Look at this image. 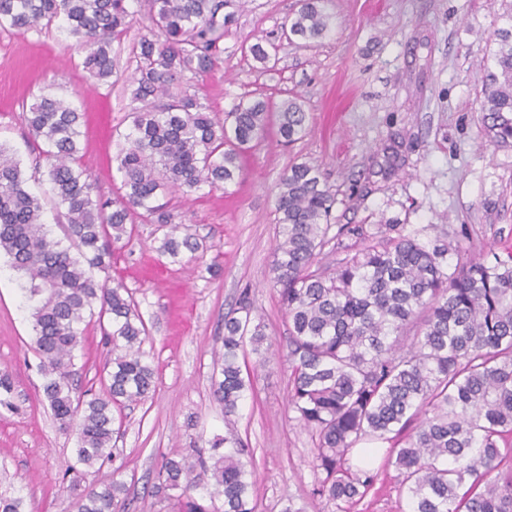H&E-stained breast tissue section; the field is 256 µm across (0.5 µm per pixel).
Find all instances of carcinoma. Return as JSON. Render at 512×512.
I'll return each mask as SVG.
<instances>
[{
  "mask_svg": "<svg viewBox=\"0 0 512 512\" xmlns=\"http://www.w3.org/2000/svg\"><path fill=\"white\" fill-rule=\"evenodd\" d=\"M131 0H0V28L58 30L87 49L88 77H125L132 86L130 126L115 157L124 193L118 200L94 194L77 165L82 113L66 100L42 95L23 113L44 148L39 158L57 204L64 208L69 246L52 238L42 222L43 204L32 194L20 161L0 144V253L24 278L33 302L35 348L44 400L54 419L77 438L70 488L78 512H125V484L118 469L81 487L85 469L100 472L117 457L113 442L125 405L148 397L154 370L144 359L148 330L128 289L92 275L112 268L113 250L139 219L166 229L161 253L172 261L204 249L179 236L159 196L224 189L241 171V153L263 139L276 119L284 144L301 139L309 116L296 97L276 109L263 99L236 105L219 121L187 89L190 73L213 71L224 51V0H144L150 27L132 48L130 73L119 69L112 45L136 23ZM327 0H300L284 36L306 44L331 31ZM493 68L481 77L479 111L486 142H512V28L496 32ZM268 68L262 41L248 46ZM336 192L317 164L289 166L277 184L280 226L271 264L288 318L289 405L311 433L313 465L324 477L312 496L353 504L378 480L374 449L352 458L363 440L391 443L386 464L401 476L405 512H512V247H466L437 227L423 241L397 224L370 233L338 229L362 240L335 268L321 267L332 242ZM112 346L111 370L100 393L73 388L75 350L95 317ZM266 325L248 296L224 314L212 396L224 408V437L209 452L167 457L157 489L181 490L180 512H256L251 490V449L238 434L239 406L252 389L244 374L254 354L265 365ZM222 505H216V501ZM0 512H25L22 497L0 492Z\"/></svg>",
  "mask_w": 512,
  "mask_h": 512,
  "instance_id": "obj_1",
  "label": "carcinoma"
}]
</instances>
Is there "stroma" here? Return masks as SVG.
Masks as SVG:
<instances>
[{"label":"stroma","instance_id":"1","mask_svg":"<svg viewBox=\"0 0 512 512\" xmlns=\"http://www.w3.org/2000/svg\"><path fill=\"white\" fill-rule=\"evenodd\" d=\"M298 0H231L224 52L205 77L185 75L217 119L240 101L280 103L298 95L309 129L284 146L275 135L241 158L242 175L228 190L167 195L185 233L205 241L195 257L171 262L153 224H135L117 243L111 275L131 292L148 336L145 358L155 370L147 400L123 409L116 446L126 512H171L154 492L163 457L209 447L224 434V409L212 397L214 351L224 314L242 296L267 325L273 351H285L288 320L270 282L279 226L276 185L295 162L320 164L337 191L333 222L405 230L433 224L446 234L468 229L473 240L512 246V144H485L476 99L480 76L496 50L497 29L512 26V0H328L333 28L305 47L281 35ZM275 46L276 62L259 69L247 48ZM84 49L59 31L0 28V143L21 161L43 221L63 238V211L34 170L40 143L23 108L42 94L70 100L83 114L78 160L95 194L115 199L121 176L114 158L128 126L127 83L92 82ZM110 348L90 325L74 360L78 391L99 385ZM30 308L0 255V374L14 382L12 408L0 407V491L20 495L27 512H77L62 482L75 462L74 431L59 428L42 394ZM252 389L238 428L253 453L257 512L287 504L307 512H404L394 468L376 456L379 479L350 510L311 495L321 476L312 441L288 407L289 371L278 362L251 365Z\"/></svg>","mask_w":512,"mask_h":512}]
</instances>
